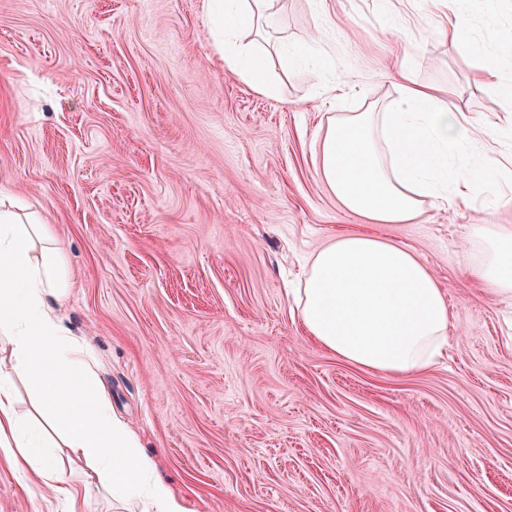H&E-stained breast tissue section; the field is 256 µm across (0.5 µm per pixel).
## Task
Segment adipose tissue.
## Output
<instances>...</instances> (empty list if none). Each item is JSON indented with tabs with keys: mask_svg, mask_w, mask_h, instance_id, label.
<instances>
[{
	"mask_svg": "<svg viewBox=\"0 0 512 512\" xmlns=\"http://www.w3.org/2000/svg\"><path fill=\"white\" fill-rule=\"evenodd\" d=\"M274 0H205L215 47L228 68L256 92L271 85L261 50L245 41ZM512 124H464L441 89L403 77L388 112L329 114L316 143L318 174L341 204L379 224L422 214L424 199L469 203L495 212L512 198ZM466 250L480 285L512 296V224H475ZM295 296L307 336L346 363L409 375L448 346V301L416 254L368 232L329 239L311 256ZM72 287L49 225L23 223L0 205V336L15 377L37 394L39 426L16 408L12 380L0 378V456L16 471L32 470L56 495L105 489L113 502L143 512H184L156 475L137 435L112 413L110 398L88 362L89 346L67 335L56 307ZM87 466L75 487L60 458Z\"/></svg>",
	"mask_w": 512,
	"mask_h": 512,
	"instance_id": "obj_1",
	"label": "adipose tissue"
}]
</instances>
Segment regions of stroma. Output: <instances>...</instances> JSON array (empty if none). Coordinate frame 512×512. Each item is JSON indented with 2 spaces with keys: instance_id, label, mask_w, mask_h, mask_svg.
Returning <instances> with one entry per match:
<instances>
[{
  "instance_id": "stroma-1",
  "label": "stroma",
  "mask_w": 512,
  "mask_h": 512,
  "mask_svg": "<svg viewBox=\"0 0 512 512\" xmlns=\"http://www.w3.org/2000/svg\"><path fill=\"white\" fill-rule=\"evenodd\" d=\"M204 0H0V201L51 224L74 284L58 312L185 512H512V298L464 258L470 225L512 204L425 201L406 224L346 211L321 182L331 112L397 98L392 49L450 109L507 121L485 60L421 19V0H279L264 24L272 95L216 52ZM490 48L512 8L464 21ZM326 48L352 90L288 71L282 40ZM412 249L443 288L448 351L404 376L347 364L310 340L289 290L347 229ZM76 509L0 459V512Z\"/></svg>"
}]
</instances>
